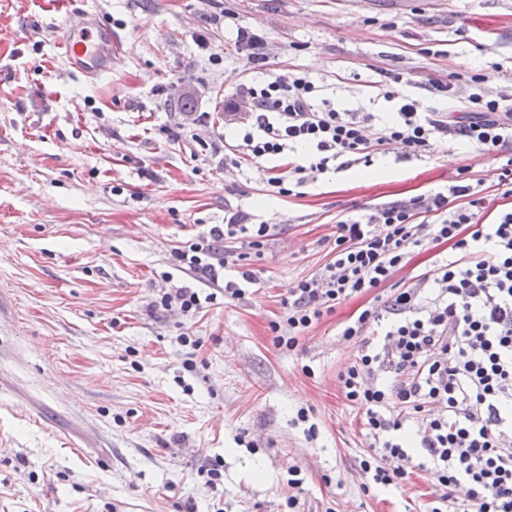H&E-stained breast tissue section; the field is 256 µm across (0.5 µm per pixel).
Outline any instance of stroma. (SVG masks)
<instances>
[{
    "label": "stroma",
    "instance_id": "obj_1",
    "mask_svg": "<svg viewBox=\"0 0 512 512\" xmlns=\"http://www.w3.org/2000/svg\"><path fill=\"white\" fill-rule=\"evenodd\" d=\"M88 5L112 31V67L99 74L59 60L40 0H0V512H288L293 465L304 512H424V472L362 488L365 419L337 381L358 345L338 328L368 297L338 304L290 351L269 324L330 259L338 222L447 188L464 169L484 189L480 223H493L512 208L496 188L512 141L494 155L453 139L418 158L393 146L280 196L266 182L279 157L225 166L219 145L235 142L243 115L224 103L290 72L341 112L385 118L410 98L463 116L471 87L448 99L430 82L512 71V0ZM240 26L262 37L265 69H249ZM388 70L413 76L390 100ZM369 165L385 180L364 178ZM233 212L269 227L256 292L190 317L152 310L170 288L210 292L172 251ZM187 329L202 339L191 371Z\"/></svg>",
    "mask_w": 512,
    "mask_h": 512
}]
</instances>
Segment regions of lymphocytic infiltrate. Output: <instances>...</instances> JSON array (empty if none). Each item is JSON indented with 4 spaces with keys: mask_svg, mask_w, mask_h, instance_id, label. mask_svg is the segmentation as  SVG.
<instances>
[{
    "mask_svg": "<svg viewBox=\"0 0 512 512\" xmlns=\"http://www.w3.org/2000/svg\"><path fill=\"white\" fill-rule=\"evenodd\" d=\"M486 73L455 72L433 81L454 97L460 82L474 86L465 117L418 111L401 104L393 121L372 112H341L318 96L301 74L276 75L243 86L251 108L224 160L282 157L267 183L283 196L335 168L337 160L370 162L387 145L405 154L429 151L435 139H463L486 154L512 139V98L488 94ZM313 147L309 162L289 151ZM485 199L467 172L447 190L389 202L340 222L330 260L301 280L271 322L276 347L295 348L299 337L349 297L390 281L414 251L444 242L458 255L395 289L383 308L368 307L343 324L340 335L360 343L354 364L338 375L346 401L362 411L369 438L361 460L366 483L393 485L412 469L426 471L435 491L427 512H512V209L495 223L477 222ZM265 224L234 213L192 243L175 248L176 265L208 276L221 290L206 295L187 287L163 293L158 306L191 315L218 297H244L257 277L247 264L268 236ZM238 239L237 255L226 239ZM238 280L221 282L228 265ZM415 428L422 453L412 456L400 432Z\"/></svg>",
    "mask_w": 512,
    "mask_h": 512,
    "instance_id": "lymphocytic-infiltrate-1",
    "label": "lymphocytic infiltrate"
}]
</instances>
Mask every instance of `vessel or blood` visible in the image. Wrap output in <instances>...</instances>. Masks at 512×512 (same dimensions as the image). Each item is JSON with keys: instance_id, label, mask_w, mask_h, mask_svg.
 Wrapping results in <instances>:
<instances>
[{"instance_id": "b4317fda", "label": "vessel or blood", "mask_w": 512, "mask_h": 512, "mask_svg": "<svg viewBox=\"0 0 512 512\" xmlns=\"http://www.w3.org/2000/svg\"><path fill=\"white\" fill-rule=\"evenodd\" d=\"M81 12L83 26L76 31H67L59 42L60 55L73 69L91 74L109 69L112 54L107 47L112 43V32L105 27L97 13L79 11L77 0H52L44 6L43 17L48 21L69 18L74 12Z\"/></svg>"}]
</instances>
